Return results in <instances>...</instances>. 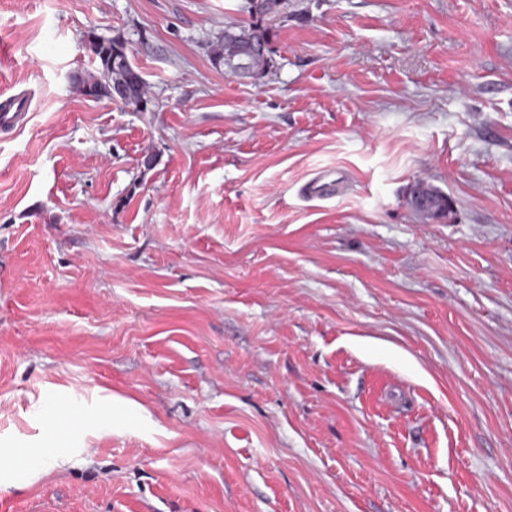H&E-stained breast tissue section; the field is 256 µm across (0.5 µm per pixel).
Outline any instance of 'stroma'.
<instances>
[{
  "mask_svg": "<svg viewBox=\"0 0 512 512\" xmlns=\"http://www.w3.org/2000/svg\"><path fill=\"white\" fill-rule=\"evenodd\" d=\"M92 33L146 110L71 81ZM22 88L0 512H512V0H0ZM230 30V29H229ZM232 36H225L213 49V62L215 65H224L227 72L234 73V63L238 59L241 49L251 39H256L249 42L244 51L241 60L238 62L237 75L242 77H254L255 74H263L269 66V58L265 53L268 45L266 31L259 27H239L238 30H230ZM259 38L264 39L267 45L262 41H257ZM265 53V54H264ZM258 54V55H255ZM251 68L253 72L248 69V58L252 56ZM336 180L326 182L313 178L301 186V195L308 200H325L336 195Z\"/></svg>",
  "mask_w": 512,
  "mask_h": 512,
  "instance_id": "1",
  "label": "stroma"
}]
</instances>
